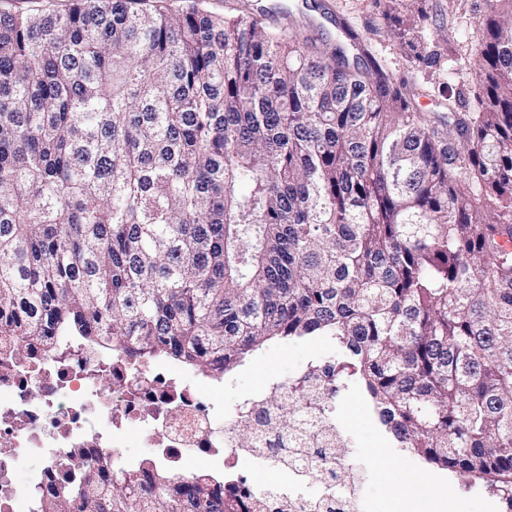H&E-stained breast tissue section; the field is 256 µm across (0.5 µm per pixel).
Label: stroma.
Listing matches in <instances>:
<instances>
[{
	"mask_svg": "<svg viewBox=\"0 0 512 512\" xmlns=\"http://www.w3.org/2000/svg\"><path fill=\"white\" fill-rule=\"evenodd\" d=\"M219 16H237L270 10L276 4L290 6L295 17L306 18L309 37L337 36L339 23L346 25L364 40L379 63L396 80L405 82L415 95L421 111L447 117L448 93L469 94L475 82L471 61L480 41V30L473 0H425L429 16L428 35L447 29L448 38L439 42L437 65L428 67L410 63L398 42L390 35L376 0H159L158 5L170 13L187 9L193 2ZM329 342L317 339L305 343H271L246 362L209 386V393L232 405L257 392L262 383L287 378L305 370L315 359L329 353ZM338 422L352 443L350 453L362 464L356 493L366 512H394L393 493L405 476L432 479L440 468L426 463L407 449L396 448L383 433L360 385H352L337 401ZM380 449L374 458L372 449ZM450 494L443 512H498V505L481 482L449 474Z\"/></svg>",
	"mask_w": 512,
	"mask_h": 512,
	"instance_id": "35a3bbf8",
	"label": "stroma"
}]
</instances>
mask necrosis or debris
Listing matches in <instances>:
<instances>
[{
  "label": "necrosis or debris",
  "mask_w": 512,
  "mask_h": 512,
  "mask_svg": "<svg viewBox=\"0 0 512 512\" xmlns=\"http://www.w3.org/2000/svg\"><path fill=\"white\" fill-rule=\"evenodd\" d=\"M304 396L295 424L313 441L309 453L292 448L287 431L262 424L291 404L287 383H272L227 407L184 383L167 360H135L119 350L105 356L79 336L60 337L54 350L32 343L19 353L11 337L0 336V441L11 446L0 453V512H37L40 501L53 498L107 452L115 471L142 467V460L123 451L134 431L153 462L175 478L182 477L186 459L242 454L238 430L245 422L257 438L251 454L263 464L287 460L290 472L316 483L338 468L354 478L356 467L337 459L336 431L327 425L336 412L331 378H317ZM25 461L31 467L20 486L13 476ZM211 479L221 488L237 486L244 502H261L263 512L311 509L301 494L274 493L220 470Z\"/></svg>",
  "instance_id": "necrosis-or-debris-1"
}]
</instances>
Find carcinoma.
I'll use <instances>...</instances> for the list:
<instances>
[{
    "mask_svg": "<svg viewBox=\"0 0 512 512\" xmlns=\"http://www.w3.org/2000/svg\"><path fill=\"white\" fill-rule=\"evenodd\" d=\"M411 58L421 0H378ZM448 129L359 38L135 0L0 15V335L107 336L226 374L272 342L359 382L401 448L512 512V0H481ZM359 51L349 57V49ZM40 512H234L108 474Z\"/></svg>",
    "mask_w": 512,
    "mask_h": 512,
    "instance_id": "obj_1",
    "label": "carcinoma"
}]
</instances>
